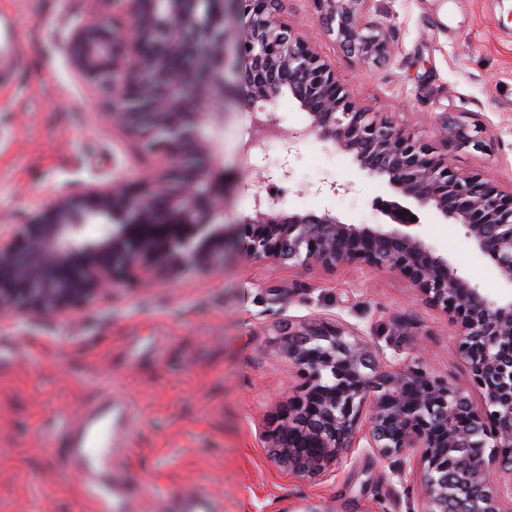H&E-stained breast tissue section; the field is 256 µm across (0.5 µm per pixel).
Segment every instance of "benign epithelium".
<instances>
[{
  "label": "benign epithelium",
  "instance_id": "7a95c632",
  "mask_svg": "<svg viewBox=\"0 0 512 512\" xmlns=\"http://www.w3.org/2000/svg\"><path fill=\"white\" fill-rule=\"evenodd\" d=\"M112 25L73 28L72 64L88 85L109 93L112 127L154 157L137 183L58 188L45 206L0 234V313L52 317L87 307L131 274L153 276L224 265L233 239L255 261L334 269L362 263L403 277L458 327L465 388L421 368L393 366L357 328L342 321H288L280 353L305 379L286 401L275 460L317 477L360 441L381 458L411 455L421 480L422 512H512V194L490 180L454 171L448 154L359 108L330 66L282 18L284 0H110ZM369 0H316L328 35L352 57L379 61L391 38L367 15ZM242 24L240 78L225 28L229 6ZM245 93L268 105L286 94L307 113L306 126L255 117L252 147L269 132L287 144L311 137L352 157L367 176L387 180L458 225L494 263L505 292L491 296L447 257L408 231L415 213L391 202L386 224H346L329 209H287L268 193L288 164L253 184L252 215L222 222L228 210L213 180L224 166V100ZM443 141L468 142L445 123ZM448 454L454 469L439 464ZM506 475L508 482L498 480Z\"/></svg>",
  "mask_w": 512,
  "mask_h": 512
}]
</instances>
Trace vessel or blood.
Wrapping results in <instances>:
<instances>
[{
	"label": "vessel or blood",
	"mask_w": 512,
	"mask_h": 512,
	"mask_svg": "<svg viewBox=\"0 0 512 512\" xmlns=\"http://www.w3.org/2000/svg\"><path fill=\"white\" fill-rule=\"evenodd\" d=\"M129 406L104 395L77 421L66 423L65 461L75 468L90 499L91 512H127L129 506L149 493L147 482L134 477L114 478V458L127 447L129 437L118 418L128 416ZM180 512H212L205 493L184 489Z\"/></svg>",
	"instance_id": "1"
}]
</instances>
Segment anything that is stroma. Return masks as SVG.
<instances>
[{"label":"stroma","mask_w":512,"mask_h":512,"mask_svg":"<svg viewBox=\"0 0 512 512\" xmlns=\"http://www.w3.org/2000/svg\"><path fill=\"white\" fill-rule=\"evenodd\" d=\"M393 50L358 62L329 38L314 0H288L284 16L367 111L435 143L445 119L477 132L452 143L457 171L494 179L512 192V0H369ZM100 0H0V27L14 23L23 55L0 84V225L47 204L53 188L131 182L148 157L104 119L106 93L87 86L56 45ZM247 99L224 104V164L236 180L230 220L249 211L259 176L243 140ZM289 181L272 190L285 206L332 209L347 224H380L385 179L362 174L350 156L314 138L271 146ZM353 182L328 197L323 180ZM414 226L487 293L500 286L489 260L457 225L419 209ZM333 319L359 328L389 360L420 366L459 385L468 372L457 327L397 274L353 264L333 270L254 261L230 251L222 270L183 271L161 281L120 284L90 312L35 320L0 315V512H89L64 449L46 443L54 417H78L105 387L133 405V440L116 467L163 495L200 487L224 512H419V471L407 457L354 448L318 481L276 464L270 441L287 398L304 380L278 351L281 322Z\"/></svg>","instance_id":"obj_1"}]
</instances>
